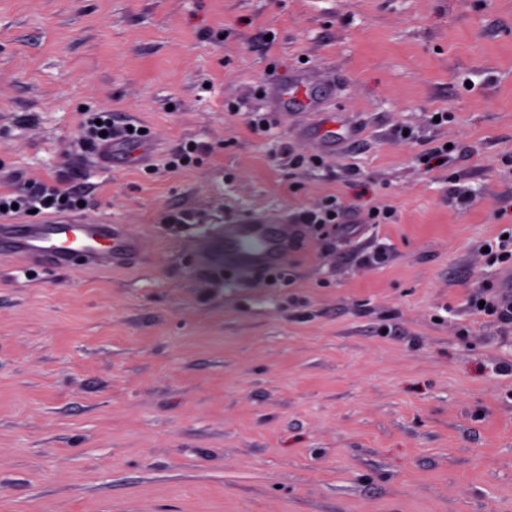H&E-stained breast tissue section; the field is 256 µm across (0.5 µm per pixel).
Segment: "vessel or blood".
Masks as SVG:
<instances>
[{
	"instance_id": "b4317fda",
	"label": "vessel or blood",
	"mask_w": 512,
	"mask_h": 512,
	"mask_svg": "<svg viewBox=\"0 0 512 512\" xmlns=\"http://www.w3.org/2000/svg\"><path fill=\"white\" fill-rule=\"evenodd\" d=\"M314 91L315 85L310 81L284 84L275 90L274 97L280 107L306 110L315 103ZM149 156L147 146L127 141L113 142L110 148L98 152V159L105 166L142 164ZM301 238V225L267 219L219 225L205 235L220 263L244 281L258 280L269 270L285 265ZM143 250V239L119 224H86L70 216L39 224H0V253L16 255L39 266L67 269L81 262L95 268H128L137 263Z\"/></svg>"
}]
</instances>
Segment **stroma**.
I'll list each match as a JSON object with an SVG mask.
<instances>
[{"mask_svg":"<svg viewBox=\"0 0 512 512\" xmlns=\"http://www.w3.org/2000/svg\"><path fill=\"white\" fill-rule=\"evenodd\" d=\"M103 109L149 165H95ZM60 182L147 253L0 255V512H512V325L467 305L512 232V0H0V194ZM330 200L287 285L201 248ZM314 84V82L307 81L289 86L286 83L275 90L274 97L280 107L306 110L315 104L316 86ZM305 224H317L321 228L335 227L340 224V211L335 205L330 204L316 211L305 212L302 217Z\"/></svg>","mask_w":512,"mask_h":512,"instance_id":"obj_1","label":"stroma"}]
</instances>
